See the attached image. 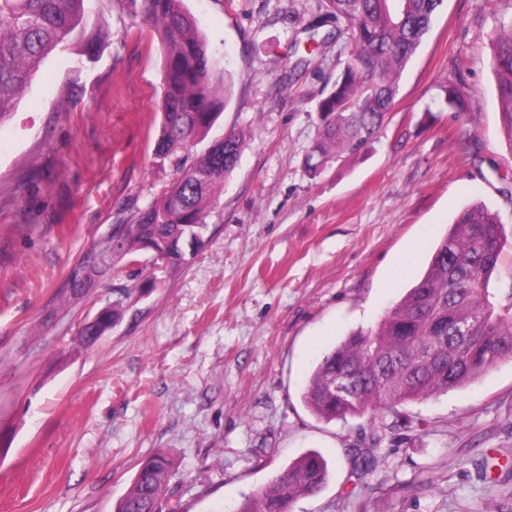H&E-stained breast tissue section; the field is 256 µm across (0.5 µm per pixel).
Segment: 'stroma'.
Returning a JSON list of instances; mask_svg holds the SVG:
<instances>
[{
  "label": "stroma",
  "instance_id": "obj_1",
  "mask_svg": "<svg viewBox=\"0 0 512 512\" xmlns=\"http://www.w3.org/2000/svg\"><path fill=\"white\" fill-rule=\"evenodd\" d=\"M186 6L231 76L206 139L154 159L161 45L114 0H94L92 22L111 33L96 56L50 55L0 121V512H113L160 449L164 512H231L310 449L329 478L292 512H357L362 498L370 512H512V360L372 419L328 422L303 401L324 353L400 299L464 206L499 213L509 244L492 286L512 293L499 179L512 146L491 66L512 0H444L372 142L316 177L304 158L349 46L308 41L315 0ZM451 83L468 112L443 108ZM230 130L244 145L204 248L79 346L82 322L142 275L118 263L77 302L61 296L67 276ZM374 420L388 430L361 481L351 450Z\"/></svg>",
  "mask_w": 512,
  "mask_h": 512
}]
</instances>
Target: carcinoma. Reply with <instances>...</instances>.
Wrapping results in <instances>:
<instances>
[{"label": "carcinoma", "instance_id": "obj_1", "mask_svg": "<svg viewBox=\"0 0 512 512\" xmlns=\"http://www.w3.org/2000/svg\"><path fill=\"white\" fill-rule=\"evenodd\" d=\"M93 0H0V121L10 114L45 59L84 42L95 55L110 34H86ZM122 13L151 24L164 53L162 123L153 156L164 160L204 137L224 109L226 85L211 79L215 68L207 41L184 0H115ZM443 0H318V19L306 29L321 47L330 35L319 28L333 23L351 49L329 92L321 99V130L305 165L312 176L345 154L363 149L394 104L399 79L429 34ZM502 134L512 147V21L501 22L492 42ZM444 104L457 114L468 111V96L455 84ZM243 134L228 131L178 176L161 200L134 211L120 225L124 253L103 249L100 262L83 283L67 279L70 297L91 288L114 263L137 262L151 242L171 271L186 261L189 235H204L205 219L216 191L237 166ZM507 238L498 214L481 202L461 209L440 238L422 276L373 326L350 332L316 364L304 392L306 405L326 420L362 417L379 409L423 400L460 388L500 361L512 359V302L494 301L490 282ZM130 294L103 308L97 321L81 327L79 343L90 347L114 326ZM350 386L346 395L332 390L335 373ZM382 439L374 428L369 448L353 449L355 471L373 468L371 449ZM171 463L164 452L146 460L115 512H155L166 497ZM328 466L308 451L276 475L261 491L232 512H291L300 498L319 490Z\"/></svg>", "mask_w": 512, "mask_h": 512}]
</instances>
